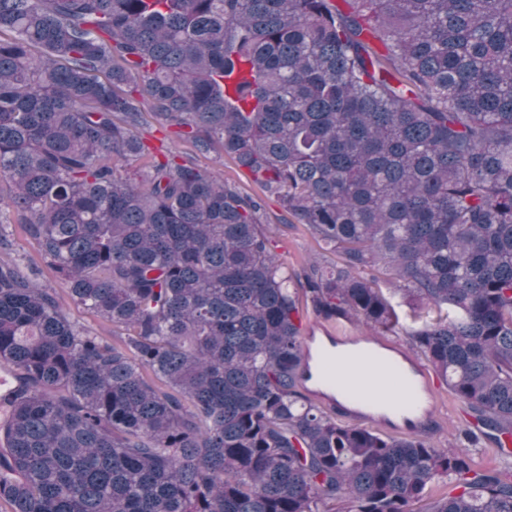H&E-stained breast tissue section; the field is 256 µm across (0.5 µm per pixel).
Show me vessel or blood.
Instances as JSON below:
<instances>
[{
    "instance_id": "1",
    "label": "vessel or blood",
    "mask_w": 512,
    "mask_h": 512,
    "mask_svg": "<svg viewBox=\"0 0 512 512\" xmlns=\"http://www.w3.org/2000/svg\"><path fill=\"white\" fill-rule=\"evenodd\" d=\"M361 342L338 327L306 329L299 372L303 389L315 398L322 385L341 379L346 388L325 403L336 417L389 433L434 432L439 418L429 372L396 344L390 345L389 357L363 363L354 352Z\"/></svg>"
}]
</instances>
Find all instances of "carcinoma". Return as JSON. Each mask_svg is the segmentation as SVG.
I'll list each match as a JSON object with an SVG mask.
<instances>
[{
  "mask_svg": "<svg viewBox=\"0 0 512 512\" xmlns=\"http://www.w3.org/2000/svg\"><path fill=\"white\" fill-rule=\"evenodd\" d=\"M341 2L0 0V214L127 336L103 343L0 262L12 512H512V481L467 452L306 400L295 277L260 202L135 134L149 114L221 147L341 252L304 276L323 318L394 324L367 269L448 306L412 343L511 433L512 0ZM442 478L455 491L427 501Z\"/></svg>",
  "mask_w": 512,
  "mask_h": 512,
  "instance_id": "cac0c4a2",
  "label": "carcinoma"
}]
</instances>
